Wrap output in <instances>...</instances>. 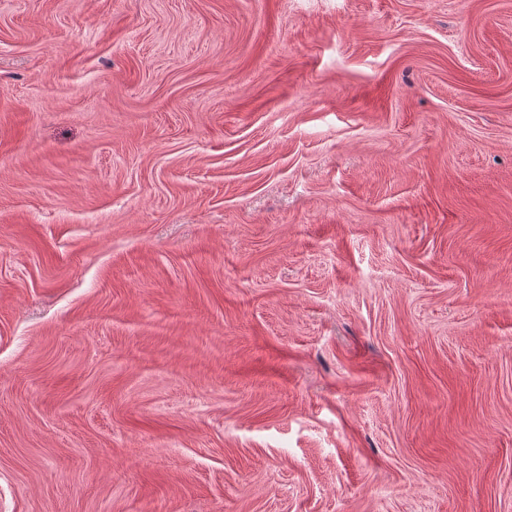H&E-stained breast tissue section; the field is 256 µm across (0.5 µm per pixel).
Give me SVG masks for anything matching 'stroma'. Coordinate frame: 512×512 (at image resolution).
<instances>
[{"mask_svg":"<svg viewBox=\"0 0 512 512\" xmlns=\"http://www.w3.org/2000/svg\"><path fill=\"white\" fill-rule=\"evenodd\" d=\"M0 512H512V0H0Z\"/></svg>","mask_w":512,"mask_h":512,"instance_id":"obj_1","label":"stroma"}]
</instances>
